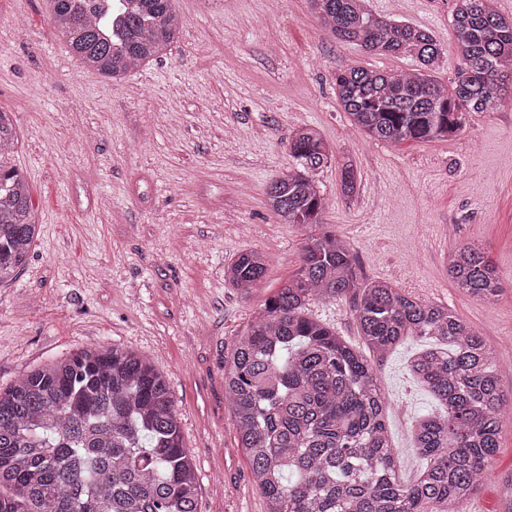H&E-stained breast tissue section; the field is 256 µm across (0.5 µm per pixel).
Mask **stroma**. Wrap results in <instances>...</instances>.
<instances>
[{"label":"stroma","mask_w":512,"mask_h":512,"mask_svg":"<svg viewBox=\"0 0 512 512\" xmlns=\"http://www.w3.org/2000/svg\"><path fill=\"white\" fill-rule=\"evenodd\" d=\"M455 0H368L375 15L427 29L442 49L437 77L455 80ZM180 32L166 55L118 83L86 68L54 34L45 0L0 9V109L14 112L9 157L31 187L40 233L17 278L0 286V390L27 372L98 344L138 351L162 372L197 472L199 512H266L232 412L224 361L265 300L297 271L311 229L265 207L287 166L288 137L320 131L334 151L316 178L323 221L350 242L364 278L447 306L495 351L512 395V99L470 113L444 142H375L336 100L339 68L407 70L406 57L343 45L308 0H176ZM353 163L356 191L341 189ZM480 247L502 289L485 304L456 288L449 250ZM265 253L263 281L244 295L224 266ZM410 338L375 367L400 478L425 462L416 421L439 409L407 364ZM493 474L459 512H500L512 472V417Z\"/></svg>","instance_id":"1"}]
</instances>
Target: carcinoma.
<instances>
[{"label":"carcinoma","mask_w":512,"mask_h":512,"mask_svg":"<svg viewBox=\"0 0 512 512\" xmlns=\"http://www.w3.org/2000/svg\"><path fill=\"white\" fill-rule=\"evenodd\" d=\"M322 27L368 52L409 57L402 72L346 66L336 98L373 141L448 140L468 112L503 103L512 78V18L495 0H456L451 27L460 67L452 85L435 76L441 48L426 29L373 15L365 0H310ZM54 28L90 70L120 80L160 57L179 21L174 0H46ZM16 145L0 110V284L24 266L37 224ZM293 165L266 189L287 224L318 225L296 274L255 315L230 359L224 396L248 451L267 512H451L486 477L505 407L485 338L448 307L386 280H366L351 248L322 225L315 179L333 150L308 127L288 140ZM267 258L241 252L224 281L249 294ZM454 285L485 303L500 292L497 268L471 245L450 254ZM347 303L369 355L407 336L433 341L409 365L442 411L419 420L412 448L427 460L410 486L397 476L385 424L386 394L363 354L309 314L315 301ZM0 512H198L197 477L165 376L138 352L95 345L36 369L0 392Z\"/></svg>","instance_id":"1"}]
</instances>
